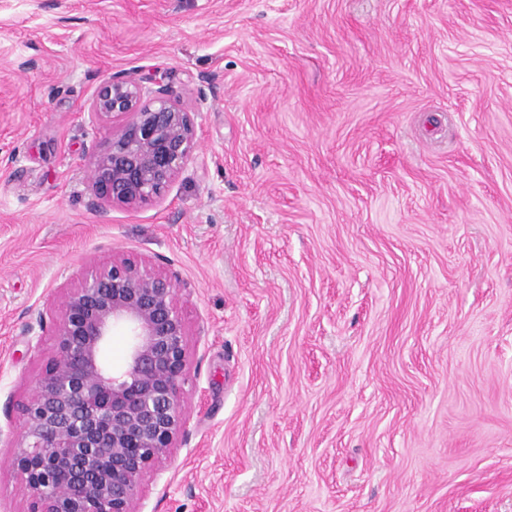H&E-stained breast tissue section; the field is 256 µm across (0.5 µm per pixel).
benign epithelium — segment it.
Segmentation results:
<instances>
[{"label": "benign epithelium", "instance_id": "1", "mask_svg": "<svg viewBox=\"0 0 512 512\" xmlns=\"http://www.w3.org/2000/svg\"><path fill=\"white\" fill-rule=\"evenodd\" d=\"M106 129L87 158L96 211L161 199L200 147L197 111L153 75H114L96 90L88 113ZM29 328L51 331L54 348L18 409L24 433L13 466L29 512H139L144 478L185 435L182 387L190 367L188 330L176 273L114 250L91 258ZM120 328L125 367L103 353Z\"/></svg>", "mask_w": 512, "mask_h": 512}]
</instances>
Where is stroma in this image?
Masks as SVG:
<instances>
[{
	"label": "stroma",
	"mask_w": 512,
	"mask_h": 512,
	"mask_svg": "<svg viewBox=\"0 0 512 512\" xmlns=\"http://www.w3.org/2000/svg\"><path fill=\"white\" fill-rule=\"evenodd\" d=\"M153 72L200 148L93 210L91 99ZM107 248L191 290L140 512H512V0H0V512L31 314Z\"/></svg>",
	"instance_id": "stroma-1"
}]
</instances>
